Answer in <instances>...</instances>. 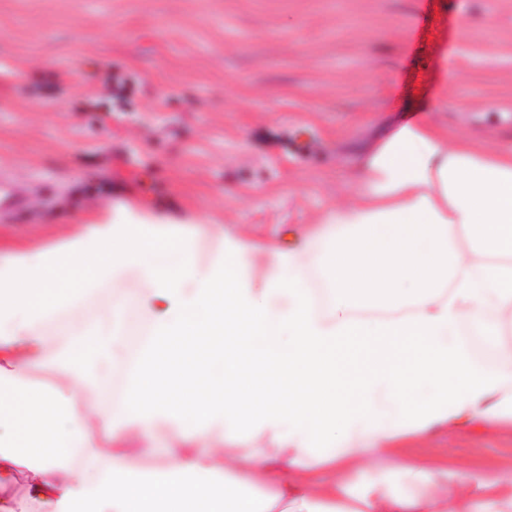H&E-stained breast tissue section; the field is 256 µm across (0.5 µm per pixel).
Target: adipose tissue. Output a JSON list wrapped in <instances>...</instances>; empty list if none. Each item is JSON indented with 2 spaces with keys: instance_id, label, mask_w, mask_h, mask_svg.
<instances>
[{
  "instance_id": "adipose-tissue-1",
  "label": "adipose tissue",
  "mask_w": 512,
  "mask_h": 512,
  "mask_svg": "<svg viewBox=\"0 0 512 512\" xmlns=\"http://www.w3.org/2000/svg\"><path fill=\"white\" fill-rule=\"evenodd\" d=\"M265 255L263 283L252 263ZM137 275L145 291L124 288ZM249 335L263 406L238 381L178 402L162 367L194 359L207 380L224 335ZM512 146L450 141L428 118L381 140L358 192L298 245L261 253L242 235L118 204L100 222L0 263V512H62L68 485L94 512H341L335 472L367 446L436 426L512 424ZM374 345L336 384L340 339ZM207 351L211 360H197ZM51 369L62 384L34 382ZM435 384L418 400L419 379ZM385 387L384 416L374 401ZM44 439L28 448L30 416ZM102 436L88 429V417ZM172 431L163 469L119 448ZM239 446L233 464L203 444ZM273 462L294 481L257 475ZM365 512H432L377 484Z\"/></svg>"
}]
</instances>
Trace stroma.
Here are the masks:
<instances>
[{"label": "stroma", "mask_w": 512, "mask_h": 512, "mask_svg": "<svg viewBox=\"0 0 512 512\" xmlns=\"http://www.w3.org/2000/svg\"><path fill=\"white\" fill-rule=\"evenodd\" d=\"M424 112L512 145V0H0V170L26 190L0 214V260L110 202L294 244ZM505 457L511 425L446 427L356 457L343 504L405 492L425 459L448 464L424 489L448 512L469 485H512Z\"/></svg>", "instance_id": "35a3bbf8"}]
</instances>
